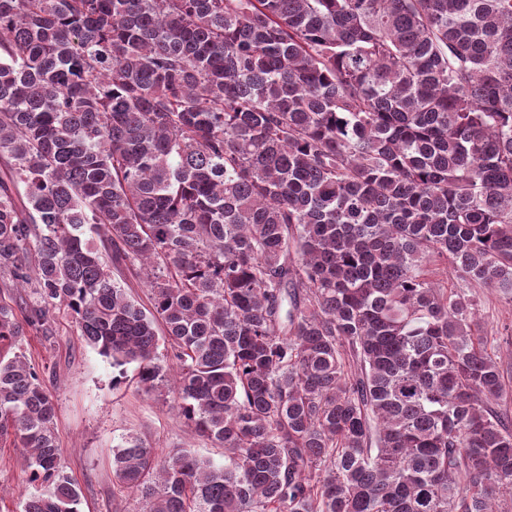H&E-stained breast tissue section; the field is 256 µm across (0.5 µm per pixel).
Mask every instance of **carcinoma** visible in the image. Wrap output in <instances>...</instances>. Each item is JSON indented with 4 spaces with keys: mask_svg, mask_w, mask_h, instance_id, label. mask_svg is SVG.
<instances>
[{
    "mask_svg": "<svg viewBox=\"0 0 512 512\" xmlns=\"http://www.w3.org/2000/svg\"><path fill=\"white\" fill-rule=\"evenodd\" d=\"M429 264L512 299V0H0L21 512H80L20 348L57 305L224 449L127 438L140 512H512L495 339ZM7 285L8 287L5 288L3 278L0 277V293L2 298L3 296H6L7 300L8 297H11L13 299L12 305L15 308L17 317L19 318L20 321H22L23 313L29 311L30 307L33 304H39L38 295H36L33 286L30 285L24 289L19 288L17 290L15 286H12V283Z\"/></svg>",
    "mask_w": 512,
    "mask_h": 512,
    "instance_id": "1",
    "label": "carcinoma"
}]
</instances>
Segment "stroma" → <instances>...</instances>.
I'll return each mask as SVG.
<instances>
[{
    "label": "stroma",
    "mask_w": 512,
    "mask_h": 512,
    "mask_svg": "<svg viewBox=\"0 0 512 512\" xmlns=\"http://www.w3.org/2000/svg\"><path fill=\"white\" fill-rule=\"evenodd\" d=\"M467 291L478 304L484 334L498 340L512 386V301L476 285ZM23 345L55 402L57 441L81 488L83 512H137L135 498L120 491L112 475V450L130 436H146L163 451L192 448L223 459L222 449L185 426L173 396L144 393L132 380L133 366H112L82 343L66 309H50L43 328L26 330ZM28 489L18 449L0 442V512H18Z\"/></svg>",
    "instance_id": "1"
}]
</instances>
